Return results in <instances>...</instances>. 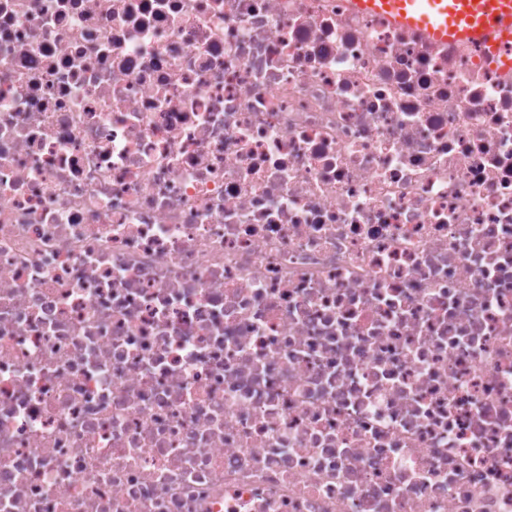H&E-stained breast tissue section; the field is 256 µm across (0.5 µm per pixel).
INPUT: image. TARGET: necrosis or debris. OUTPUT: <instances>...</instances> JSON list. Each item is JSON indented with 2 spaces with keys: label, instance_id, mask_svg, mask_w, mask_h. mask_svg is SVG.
<instances>
[{
  "label": "necrosis or debris",
  "instance_id": "1",
  "mask_svg": "<svg viewBox=\"0 0 512 512\" xmlns=\"http://www.w3.org/2000/svg\"><path fill=\"white\" fill-rule=\"evenodd\" d=\"M0 512H512V70L0 0Z\"/></svg>",
  "mask_w": 512,
  "mask_h": 512
}]
</instances>
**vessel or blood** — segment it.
Masks as SVG:
<instances>
[{
	"mask_svg": "<svg viewBox=\"0 0 512 512\" xmlns=\"http://www.w3.org/2000/svg\"><path fill=\"white\" fill-rule=\"evenodd\" d=\"M360 12L385 15L436 43L467 40L488 46L502 69L512 68V0H352Z\"/></svg>",
	"mask_w": 512,
	"mask_h": 512,
	"instance_id": "obj_1",
	"label": "vessel or blood"
}]
</instances>
